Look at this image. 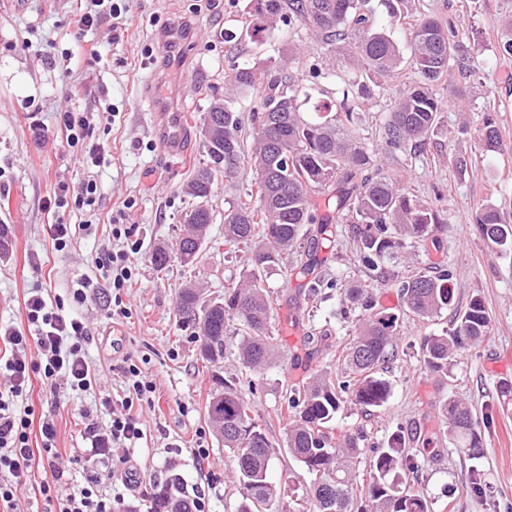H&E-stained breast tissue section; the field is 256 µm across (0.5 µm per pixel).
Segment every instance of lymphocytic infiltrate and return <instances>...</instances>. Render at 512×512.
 <instances>
[{
	"instance_id": "lymphocytic-infiltrate-1",
	"label": "lymphocytic infiltrate",
	"mask_w": 512,
	"mask_h": 512,
	"mask_svg": "<svg viewBox=\"0 0 512 512\" xmlns=\"http://www.w3.org/2000/svg\"><path fill=\"white\" fill-rule=\"evenodd\" d=\"M59 122L67 134L70 146L79 147V166L98 165L102 144L94 142V126L85 113L71 109L61 111ZM68 185L61 184L46 205L58 209L54 224L48 225L47 235L55 250H64L82 231L81 225L66 222L60 211L67 204L75 208H94L99 202L95 181L83 184L75 199H68ZM94 267L115 297L110 317H127L128 311L120 296L135 276V265L128 250H104L93 259ZM88 299L85 289H74L70 298L47 299L42 289L33 288L24 297L26 328L0 327V505L13 508L16 493L25 487L31 476L35 451L45 453L51 462V479L40 487L42 495L56 499V512H115L111 497L102 488L114 480L117 472L127 470L126 449L136 447L144 436L136 406L152 402L156 384L137 365H129L124 381V396L120 404L103 398L98 412H85L83 439L87 445L85 461L89 476L84 486L65 494H56V482L63 471L56 466L53 448L57 422L52 415L36 414L33 405H20V398L29 395L33 381L57 388L69 384L71 390L88 391L97 386L100 374L89 361L86 345L91 329L86 321L69 313L67 303L82 304ZM107 422H99V415ZM39 434V448H32L31 434Z\"/></svg>"
}]
</instances>
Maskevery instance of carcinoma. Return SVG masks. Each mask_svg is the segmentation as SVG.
<instances>
[{
	"label": "carcinoma",
	"instance_id": "obj_1",
	"mask_svg": "<svg viewBox=\"0 0 512 512\" xmlns=\"http://www.w3.org/2000/svg\"><path fill=\"white\" fill-rule=\"evenodd\" d=\"M411 0H250L242 34L224 32V40L248 37L263 44L275 39L279 27H302L313 32L326 61L341 57L351 75L341 98L323 100L317 118L306 116L309 93L300 80L271 65L233 60L224 68V95H209L199 116V133L206 159L195 165L183 187L188 198L183 222L186 233L172 244L159 246L153 262L159 269L175 260L193 267L206 249L207 229L213 222L211 200L219 176L244 179L247 188L224 209V245L243 253L238 281L220 298L204 296L195 282L177 292V322L191 331L204 367L224 362L227 329L233 328L237 359L259 374L277 352L271 330L272 299L265 286L269 270L299 254L293 266L306 278L304 303L314 306L324 291L334 290L346 306L359 310V319L344 347L340 377L324 371L303 386L282 395L287 403L288 429L282 448L300 463L308 476L305 495L313 512H431L428 501L411 486L419 465L413 453L416 437L393 431L372 448L370 480L358 487L353 460L361 452L362 435L355 432L337 442L331 432L336 417L352 407L364 412L386 406L392 385L386 365L398 354L399 315L375 307L370 289H398L405 310L429 320L453 309L450 326L424 338L421 362L431 372H448L455 357L477 348L490 335L491 316L483 298L474 295L466 306H454L455 269L452 265L416 268L405 276L396 267L417 262L419 248L437 241L444 226L445 196L430 200L414 195L402 175L384 168L381 158L407 153L410 158L426 150L443 130L445 106L436 87L447 79L453 63L465 60L464 34L444 27L432 17L409 14ZM409 25L410 38L402 47L394 39V26ZM414 79L399 90L382 126L380 143L359 137V103L397 81L405 69ZM250 93L258 98L249 113L240 111L237 98ZM252 139L251 151L245 138ZM481 151L496 153L502 141L496 121L487 116L478 130ZM336 201L341 219L352 225L356 261L369 283L345 288L327 271H316V250L328 233L317 218L312 196ZM477 230L493 250L512 251V225L498 209L488 205L475 216ZM217 385L208 406L212 428L224 424L219 438L228 453L231 471L242 489L236 512H267V506L299 489L294 473L284 482L271 481L269 472L276 451L268 439L250 399L236 382L214 375ZM440 412L448 419L453 445L468 456L482 447L481 429L488 416L478 415L465 402L448 398ZM150 512H193L192 498L176 474L157 487Z\"/></svg>",
	"mask_w": 512,
	"mask_h": 512
}]
</instances>
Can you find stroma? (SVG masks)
I'll return each instance as SVG.
<instances>
[{
    "mask_svg": "<svg viewBox=\"0 0 512 512\" xmlns=\"http://www.w3.org/2000/svg\"><path fill=\"white\" fill-rule=\"evenodd\" d=\"M249 0H130L126 22L118 38L107 27L80 31L74 26L87 0H0V224L9 225L12 246L0 256V323L24 327L23 298L28 289L43 288L50 296H68L77 283L96 278L92 259L100 250L124 248L113 239L112 222L128 226L131 240L140 245L134 256L136 280L122 299L129 318L112 321L107 313L109 288L91 289L88 303L75 307L92 332L86 353L100 373L93 390L68 388L34 390L36 411L57 420L56 446L64 475L60 491L84 483L85 449L81 414L105 396L121 395L125 371L137 365L153 378L157 389L152 403L139 406L144 437L131 449L139 479L114 480L110 495L124 496L136 512H147L144 492L162 482L169 468H177L189 493L202 498L205 512H236L241 489L234 479L222 443L215 438L206 406L212 380L202 367L197 346L175 317V291L187 280L202 284L209 294H223L239 275L240 264L221 242L224 207L242 190L240 182L218 183L210 239L219 249L207 251L195 268L172 264L156 271L151 256L158 244L175 237L186 205L182 193L194 159L203 153L199 134L182 156L165 154L152 141V119L139 91L143 82L158 77L157 90L174 101V109L193 116L206 106L209 94L224 92V64L234 55L249 62L275 58L282 68L304 76L307 62L321 63L320 44L304 29L281 33L274 46L251 42L229 44L224 30L247 17ZM416 12L438 18L464 31L472 57L484 61L479 76L468 68H454L439 94L449 101L447 133L432 138L420 160L409 165L405 183L412 192L430 197L442 187L447 199L442 248L430 250L423 263L444 260L457 270L455 303L462 306L480 295L492 316L488 339L473 352L457 356L448 373L435 374L420 361L425 336L448 326L451 311L433 321L403 314L397 289L374 291L379 309L400 316L399 354L389 367L392 396L388 404L367 415L360 409L338 417L332 433L364 429L368 444L356 464L357 478H365L372 446L381 444L397 428L428 438L420 456L415 482L418 493L433 512H512V251L494 253L476 231L477 211L492 204L512 223V56L497 57L499 42L512 23V0H415ZM192 24L189 49L171 70H155L141 57L155 32L175 19ZM96 45L100 58L86 63L83 53ZM69 106L93 115L95 137L105 151L98 165L78 167L58 113ZM117 108L114 120L104 111ZM494 114L504 149L484 156L472 168L459 171L454 160L477 152L474 131H460L472 111ZM30 119H23V112ZM95 180L100 200L95 212L71 210L68 222H92L96 232L78 236L62 251L53 250L46 229L54 215L45 206L59 182L79 187ZM331 242L321 255L332 274L346 285L365 279L347 237V227H332ZM278 351L263 374L244 371L233 355H225L221 374L236 378L250 398L272 443H281L288 424L280 417L282 393L305 384L321 369L339 371L336 355L349 341V331L337 319L341 304L331 295L312 313L300 311V281L273 270L267 276ZM328 327V347L307 353L303 338L310 327ZM120 337H113V328ZM455 397L476 411L488 413L482 435V453L470 459L458 454L448 435V423L439 411L441 399ZM208 448L210 456L198 462L192 448Z\"/></svg>",
    "mask_w": 512,
    "mask_h": 512,
    "instance_id": "obj_1",
    "label": "stroma"
}]
</instances>
